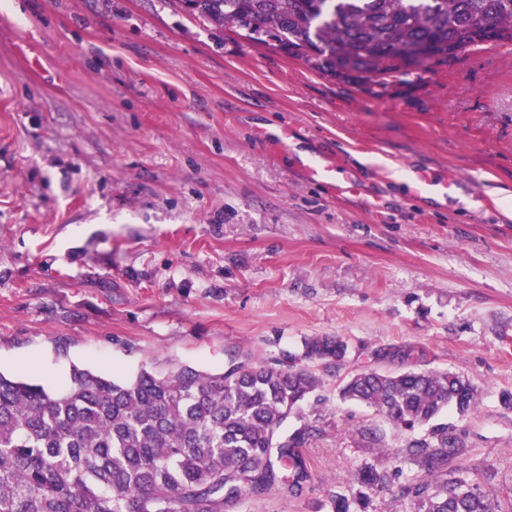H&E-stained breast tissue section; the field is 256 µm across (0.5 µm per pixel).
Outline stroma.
Instances as JSON below:
<instances>
[{"label": "stroma", "mask_w": 512, "mask_h": 512, "mask_svg": "<svg viewBox=\"0 0 512 512\" xmlns=\"http://www.w3.org/2000/svg\"><path fill=\"white\" fill-rule=\"evenodd\" d=\"M0 9V373L50 392L73 368L219 371L317 336L324 433L301 495L234 512H327L375 462L373 409L341 380L445 369L465 464L512 512V41L463 50L385 94L220 32L173 0H11ZM287 130L270 151L257 131ZM330 158L336 195L307 162ZM450 182L445 202L397 179ZM479 184L472 192L471 184ZM408 362H378L388 346ZM40 369L28 371L26 362ZM347 350V343L338 337H315L305 342L302 358L310 362L325 361L338 366L344 361Z\"/></svg>", "instance_id": "stroma-1"}]
</instances>
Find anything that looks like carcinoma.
Here are the masks:
<instances>
[{
  "label": "carcinoma",
  "mask_w": 512,
  "mask_h": 512,
  "mask_svg": "<svg viewBox=\"0 0 512 512\" xmlns=\"http://www.w3.org/2000/svg\"><path fill=\"white\" fill-rule=\"evenodd\" d=\"M219 29L285 52L334 78L387 88L448 52L512 40V0H176ZM340 338L305 342L302 358L342 364ZM320 388L293 362L210 373L143 367L128 382L73 368L58 393L0 374V512H224L274 490L297 496L309 474L299 449L322 432L297 407ZM341 398L375 410L405 436L401 452L423 476L399 481L386 432L363 429L377 463L328 512H368L387 489L410 512H496L480 474L461 462L456 426L438 421L477 406L476 389L448 371L376 369L347 376ZM296 425L288 428V419ZM291 479L280 475L283 465ZM453 493H448V488Z\"/></svg>",
  "instance_id": "obj_1"
}]
</instances>
